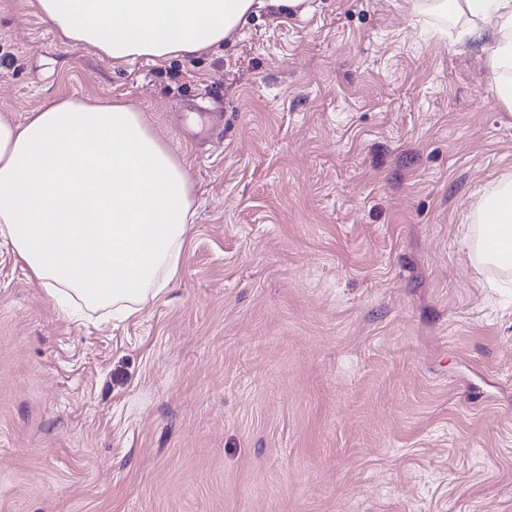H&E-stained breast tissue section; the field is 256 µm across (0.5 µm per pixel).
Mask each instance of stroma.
Wrapping results in <instances>:
<instances>
[{
  "label": "stroma",
  "mask_w": 512,
  "mask_h": 512,
  "mask_svg": "<svg viewBox=\"0 0 512 512\" xmlns=\"http://www.w3.org/2000/svg\"><path fill=\"white\" fill-rule=\"evenodd\" d=\"M52 97L144 112L198 211L120 322L0 247V512H512V288L462 245L512 175L477 49L412 0H314L118 63L0 0V116Z\"/></svg>",
  "instance_id": "35a3bbf8"
}]
</instances>
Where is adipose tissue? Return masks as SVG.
<instances>
[{
  "mask_svg": "<svg viewBox=\"0 0 512 512\" xmlns=\"http://www.w3.org/2000/svg\"><path fill=\"white\" fill-rule=\"evenodd\" d=\"M66 43L112 61H164L221 45L262 7L309 0H36ZM478 45L497 100L512 112V0H413ZM196 208L183 162L143 112L120 100H46L24 121L0 117V241L62 308L123 317L173 286ZM463 246L512 273V178L470 213Z\"/></svg>",
  "mask_w": 512,
  "mask_h": 512,
  "instance_id": "1",
  "label": "adipose tissue"
}]
</instances>
